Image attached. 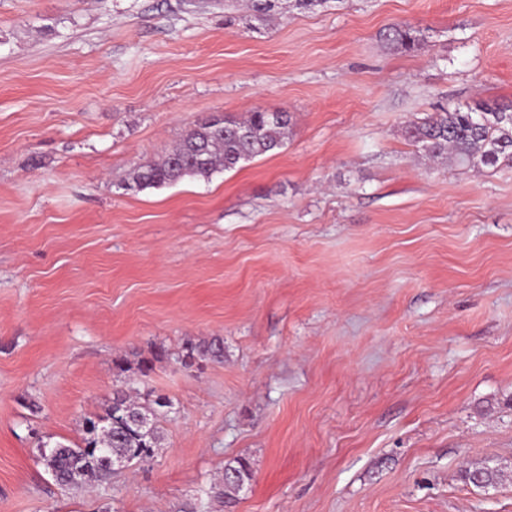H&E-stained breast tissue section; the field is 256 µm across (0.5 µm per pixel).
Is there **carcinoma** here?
<instances>
[{
    "label": "carcinoma",
    "instance_id": "obj_1",
    "mask_svg": "<svg viewBox=\"0 0 512 512\" xmlns=\"http://www.w3.org/2000/svg\"><path fill=\"white\" fill-rule=\"evenodd\" d=\"M279 0H249L248 8L257 19L272 15ZM395 50L411 51L420 47V31L395 24L383 34ZM290 115L276 112H251L243 119L224 117L217 127L210 118L197 121L172 151L161 161L139 165L131 172L126 189H144L175 183L185 177L209 179L219 171H229L245 161L280 149L288 138ZM405 137L433 160L451 159L461 169L496 166L500 160L512 161V105L502 107L486 101L436 112L409 122ZM224 361L222 342L189 345L177 357L190 368L198 358ZM166 402L158 398L140 401L124 390L112 393L104 412L86 420L84 437L73 444L57 443L41 451V457L60 485H79L109 477L100 462L102 452L120 454L130 460L146 462L154 457L162 440L160 408ZM120 419H114V415ZM249 463L241 458L228 461L224 473L214 485V497L229 507L243 486L252 480Z\"/></svg>",
    "mask_w": 512,
    "mask_h": 512
}]
</instances>
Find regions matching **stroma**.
<instances>
[{
	"mask_svg": "<svg viewBox=\"0 0 512 512\" xmlns=\"http://www.w3.org/2000/svg\"><path fill=\"white\" fill-rule=\"evenodd\" d=\"M480 100L512 102V0H0V512H219L233 458L232 512H512V165L404 135ZM256 110L275 153L123 189ZM120 387L167 400L161 448L58 486L40 446ZM387 45L395 50L411 51L420 47L422 38L420 31L411 26L395 24L383 34ZM209 357L214 361L223 362L224 360V345L222 342H211L207 345H189L185 348V353L178 355L176 358L183 367L190 368L193 366L196 358ZM253 474L249 463L241 458L228 461L224 473L214 485V497L224 507H231L237 500V494L243 486L252 480Z\"/></svg>",
	"mask_w": 512,
	"mask_h": 512,
	"instance_id": "1",
	"label": "stroma"
}]
</instances>
